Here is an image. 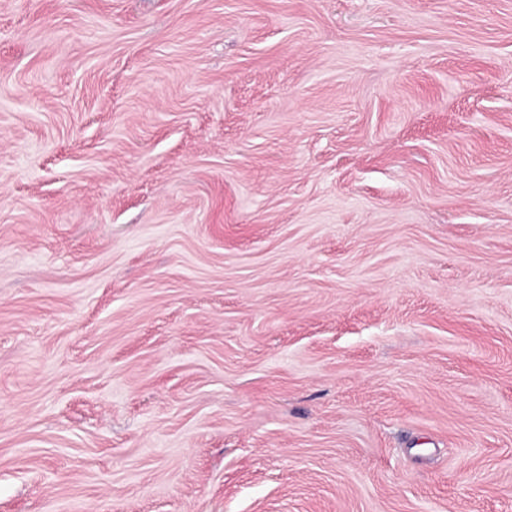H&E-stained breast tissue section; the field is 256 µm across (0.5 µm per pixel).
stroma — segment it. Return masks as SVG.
I'll return each instance as SVG.
<instances>
[{
  "instance_id": "1",
  "label": "stroma",
  "mask_w": 512,
  "mask_h": 512,
  "mask_svg": "<svg viewBox=\"0 0 512 512\" xmlns=\"http://www.w3.org/2000/svg\"><path fill=\"white\" fill-rule=\"evenodd\" d=\"M0 512H512V0H0Z\"/></svg>"
}]
</instances>
